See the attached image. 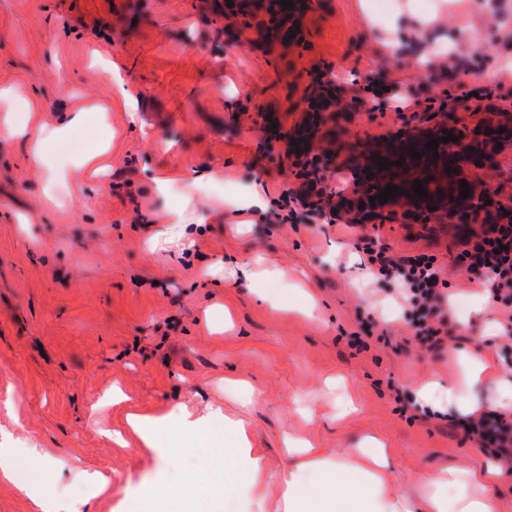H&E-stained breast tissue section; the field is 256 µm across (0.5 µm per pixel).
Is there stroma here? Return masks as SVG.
<instances>
[{"label": "stroma", "instance_id": "obj_1", "mask_svg": "<svg viewBox=\"0 0 512 512\" xmlns=\"http://www.w3.org/2000/svg\"><path fill=\"white\" fill-rule=\"evenodd\" d=\"M493 2L490 15L477 0H398L377 18L368 0H301L300 28L286 41L270 38L264 12L225 18L224 0H0V86L20 97L17 122L88 112L48 147L52 164L69 163L102 137L88 106L112 103L108 174H80L81 210L43 198V172L26 145L0 146V393L13 390L14 437L52 458L47 492L84 498V471L99 470L112 490L93 500L92 512H114L132 473L158 490L189 477L205 482V451L156 465L107 432L129 411L162 414L215 400L236 410L228 377L247 379L261 397L246 415L273 471L284 463L287 433L337 453L384 438L396 481L410 494L415 471L485 462L447 420L424 416L414 402L420 382L454 373L461 354L488 346L512 376V340L487 331L493 307L474 318L475 285L455 264L459 229L413 223L396 207L352 228L343 211L332 225L301 210L290 221L277 200L301 185L284 137L304 119L315 67L332 66L348 105L342 124L364 144L398 139L417 123L400 108L407 96L467 128L486 111H504L512 0ZM438 42L450 53L430 56ZM98 52L134 94L135 114L95 65ZM474 69L481 82L470 80ZM379 84L398 91L377 96ZM207 169L223 182L190 193L189 214L205 220L198 258L175 242L150 249L149 237L168 228L170 203L154 194L147 172L189 180ZM256 182L268 189V208L233 207ZM363 233L399 255L436 256L456 339L441 349L413 342L405 302L360 265ZM258 258L287 269V281L240 280L239 264ZM296 285L316 298L313 315L295 311ZM367 317L388 340L361 350L352 335ZM115 383L128 402L95 409ZM348 397L358 411L339 416Z\"/></svg>", "mask_w": 512, "mask_h": 512}]
</instances>
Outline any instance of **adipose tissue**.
<instances>
[{"mask_svg":"<svg viewBox=\"0 0 512 512\" xmlns=\"http://www.w3.org/2000/svg\"><path fill=\"white\" fill-rule=\"evenodd\" d=\"M16 103L14 90L0 87V126L27 145L33 164L44 171L48 188H69L67 204L79 206V194L70 189L73 178L78 170L97 169L111 147V137L107 135L84 151L75 164L47 165L48 145L66 132L68 124H42L33 130L15 125ZM462 361L465 380L423 385L415 394L418 407L452 416L467 415L484 406L512 410V378L505 376L494 351L466 354ZM489 384L495 387L496 397L486 403L478 391ZM125 422V430L112 433L116 444L125 445L126 433H134L142 452L158 460L175 450L203 448L217 471L211 485H197L174 496H161L143 484L129 483L119 512H219L228 493L241 503V512H494L495 492L503 481L502 470L493 462L469 471L452 467L437 474L418 471L411 480L421 494L418 500H411L395 487L389 451L376 437L365 438L342 454L309 440L285 438L283 452L288 463L272 474L264 465L262 450L253 445L248 420L226 412L219 401L200 414L180 404L164 414L131 412ZM48 461L36 448H0V479L14 483L18 494L29 501L30 512H85L91 499L110 488V478L100 472L86 474L89 496L82 500L48 494L35 478L16 481L21 465L44 466Z\"/></svg>","mask_w":512,"mask_h":512,"instance_id":"adipose-tissue-1","label":"adipose tissue"}]
</instances>
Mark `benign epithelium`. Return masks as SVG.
Instances as JSON below:
<instances>
[{
  "label": "benign epithelium",
  "mask_w": 512,
  "mask_h": 512,
  "mask_svg": "<svg viewBox=\"0 0 512 512\" xmlns=\"http://www.w3.org/2000/svg\"><path fill=\"white\" fill-rule=\"evenodd\" d=\"M341 101L330 102L323 113L322 126L314 130L313 139H319L332 132L330 150L322 154L320 167L324 170L347 169L360 177L359 188L352 203V210L360 221L365 222L373 214L391 205L408 207L407 214L420 218L424 223L462 224L467 233L478 229L479 225L490 222L498 216L499 191L475 178L470 166L479 164L485 169H493L498 152L497 144L512 142V113L488 112L476 128L467 130L456 123L453 115L439 113L437 121L430 125H417L403 137L377 146H356L345 135L334 132L339 125ZM458 140L442 142L447 133ZM438 140V148L427 151L425 144L430 138ZM420 152V158H410L409 148ZM392 163L388 168H379V158ZM402 161L396 166L394 162ZM421 181L427 196L417 197L413 192L414 182ZM467 181L468 197L460 198L462 181ZM387 185L400 188L394 199L382 203L376 200L377 194ZM375 202H370V199ZM492 201L475 210L472 204L477 201ZM365 208H359V204ZM435 210H429V207Z\"/></svg>",
  "instance_id": "benign-epithelium-1"
}]
</instances>
